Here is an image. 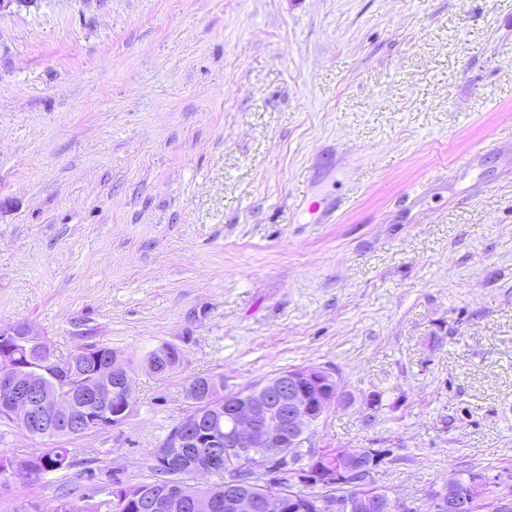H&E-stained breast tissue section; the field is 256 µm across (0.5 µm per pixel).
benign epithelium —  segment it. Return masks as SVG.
Returning a JSON list of instances; mask_svg holds the SVG:
<instances>
[{
    "label": "benign epithelium",
    "instance_id": "7a95c632",
    "mask_svg": "<svg viewBox=\"0 0 512 512\" xmlns=\"http://www.w3.org/2000/svg\"><path fill=\"white\" fill-rule=\"evenodd\" d=\"M43 342L31 324L18 322L0 326V416L22 425L28 423L46 434L63 432L71 438L88 432L119 426L133 409L132 380L126 363L112 351L98 352L85 347L88 359L82 370L60 368L53 358L28 355V348ZM334 375L309 366L284 371L236 396L224 393V435L198 433L197 427L211 419L209 386L203 382L185 391L186 414L175 424L157 450L162 478L153 492L139 495L153 512H175L184 508V487L197 477L216 473L224 463L225 505L231 512H294L309 480L303 470L311 467L319 475L317 486L329 493L337 487L372 489L357 507L340 498L334 512H422L418 498L391 497L377 482V472L369 465L357 467L361 450L343 448L351 461L346 469L335 470L325 458L310 448L313 427L336 403ZM179 448H201L205 462L183 470L173 460ZM305 449L298 454L297 449ZM261 450L268 452V469L253 463ZM258 472L254 484H273L291 474L293 480L283 491L257 497L240 488L241 476ZM490 486V478L467 497L445 493L443 488L427 494L431 512H474L476 502Z\"/></svg>",
    "mask_w": 512,
    "mask_h": 512
}]
</instances>
